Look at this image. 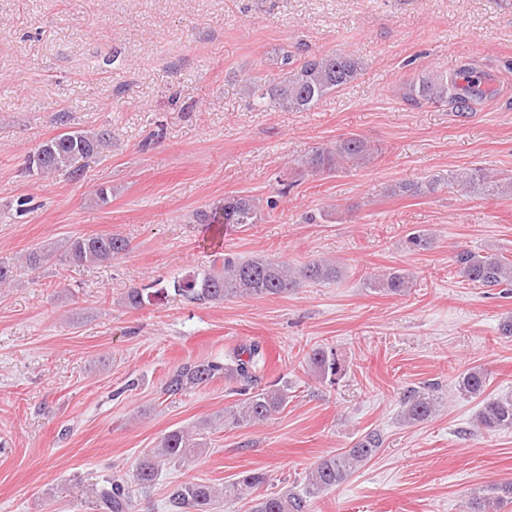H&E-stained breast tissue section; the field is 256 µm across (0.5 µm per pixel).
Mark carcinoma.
I'll use <instances>...</instances> for the list:
<instances>
[{
    "instance_id": "1",
    "label": "carcinoma",
    "mask_w": 512,
    "mask_h": 512,
    "mask_svg": "<svg viewBox=\"0 0 512 512\" xmlns=\"http://www.w3.org/2000/svg\"><path fill=\"white\" fill-rule=\"evenodd\" d=\"M279 71L278 77L251 76L245 89L253 105L259 108L287 109L303 112L316 105L323 97L352 82L362 70L361 60L353 55H313L295 62L294 55L282 47L269 59ZM476 80L461 86L458 77L440 75L424 77L406 86L405 98L413 103L458 104L465 102L463 93L475 91ZM106 131L88 134L64 131L43 142L28 155L27 169L31 173L50 175L62 173L72 179L83 175L89 159L109 146ZM372 157V148L359 135L350 134L336 144L319 147L301 160L304 171L316 175L339 169L345 160L366 163ZM456 181L462 189L480 190L489 195L502 194L512 188V177L492 175L483 169L459 173ZM438 190L434 181L398 183L391 187L393 195L421 196ZM261 214L256 201L249 196H228L224 205L201 209L193 213V221L203 227L222 226L235 230L256 224ZM434 238L426 230L408 236L409 248L427 250ZM129 250L128 241L118 233L71 236L60 243L51 242L31 249L25 254V263L39 270L56 260L76 265L109 264ZM453 263L463 281L475 288H506L512 286V259L503 254L459 246L454 251ZM343 277V268L328 260H310L290 265L264 257L244 259L233 253L217 251L210 265L194 270L173 281L175 293L189 303L220 304L234 298L283 297L304 283L329 284ZM365 287L375 293L402 296L413 285L411 273L393 268L384 274L370 275ZM313 376L321 381L336 382L343 369L336 352L317 347L307 357ZM265 364L262 347L256 341L244 343L225 355L224 360H187L171 369L162 383L161 394L167 397L187 394L201 389L217 379L234 385L241 396L227 410L230 423L235 426L257 424L269 419L288 404L287 386L274 383L261 386ZM488 373L473 367L461 373L457 392L464 397H480L482 405L476 427L488 432L512 429V394L487 393ZM441 403L436 388L430 385L410 390L404 398L400 414L403 422L413 424L434 415ZM383 444L379 432L365 433L353 447L319 459L306 475L300 489H286L278 493L255 494L266 483L265 474L245 471L235 481L224 485L226 500L252 495L250 512H312L314 504L328 491L344 483L354 472L369 462ZM208 447L201 430L174 429L164 434L152 454L138 465L134 479L142 489L156 485L163 465L180 463L199 456ZM491 497H478L466 505V512H498L504 502L512 501V482L494 484ZM204 482H184L173 485L168 492L170 512H212L219 496ZM94 503L99 512H132V499L126 482L119 478L105 480L96 488Z\"/></svg>"
}]
</instances>
